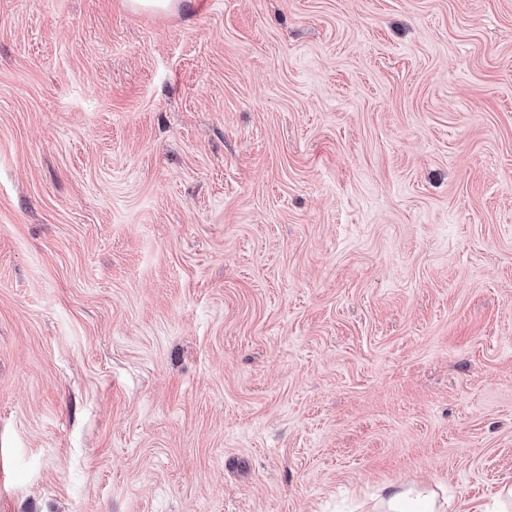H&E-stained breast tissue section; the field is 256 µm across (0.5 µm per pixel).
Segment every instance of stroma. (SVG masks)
Masks as SVG:
<instances>
[{
	"label": "stroma",
	"instance_id": "1",
	"mask_svg": "<svg viewBox=\"0 0 512 512\" xmlns=\"http://www.w3.org/2000/svg\"><path fill=\"white\" fill-rule=\"evenodd\" d=\"M385 483L512 484V0H0V512Z\"/></svg>",
	"mask_w": 512,
	"mask_h": 512
}]
</instances>
